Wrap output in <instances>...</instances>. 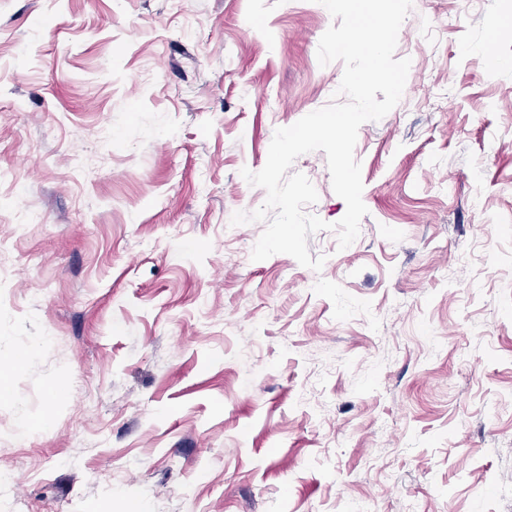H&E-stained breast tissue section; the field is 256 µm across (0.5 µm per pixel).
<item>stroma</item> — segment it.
<instances>
[{"label":"stroma","mask_w":512,"mask_h":512,"mask_svg":"<svg viewBox=\"0 0 512 512\" xmlns=\"http://www.w3.org/2000/svg\"><path fill=\"white\" fill-rule=\"evenodd\" d=\"M335 23L0 0V512H512V0H413L358 238L252 260L240 171L333 101ZM291 170L338 222L325 153Z\"/></svg>","instance_id":"1"}]
</instances>
